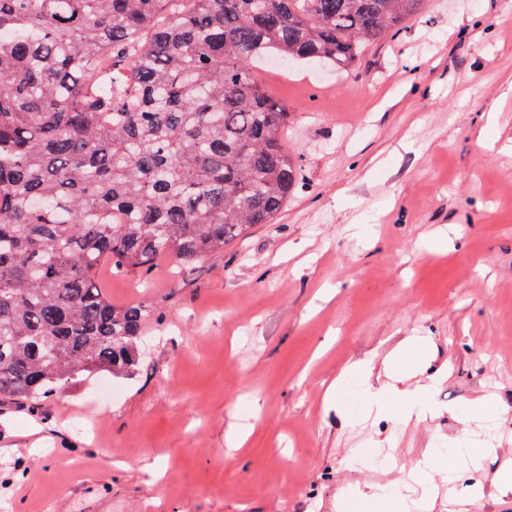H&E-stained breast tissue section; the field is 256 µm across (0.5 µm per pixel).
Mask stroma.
<instances>
[{
	"label": "stroma",
	"mask_w": 512,
	"mask_h": 512,
	"mask_svg": "<svg viewBox=\"0 0 512 512\" xmlns=\"http://www.w3.org/2000/svg\"><path fill=\"white\" fill-rule=\"evenodd\" d=\"M301 180L275 223L149 276L104 264L114 304L151 310L137 373L0 401V512H336L341 491L405 480L463 433L491 446L431 512H512V0H427L346 72L292 63ZM430 344L439 414L340 420L345 366ZM496 392L500 417L455 411ZM379 442L394 458L356 459Z\"/></svg>",
	"instance_id": "obj_1"
}]
</instances>
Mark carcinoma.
Listing matches in <instances>:
<instances>
[{
    "mask_svg": "<svg viewBox=\"0 0 512 512\" xmlns=\"http://www.w3.org/2000/svg\"><path fill=\"white\" fill-rule=\"evenodd\" d=\"M426 0H0V400L131 376L149 275L270 224L299 180L268 61L351 69Z\"/></svg>",
    "mask_w": 512,
    "mask_h": 512,
    "instance_id": "cac0c4a2",
    "label": "carcinoma"
}]
</instances>
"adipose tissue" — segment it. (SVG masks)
Segmentation results:
<instances>
[{"mask_svg":"<svg viewBox=\"0 0 512 512\" xmlns=\"http://www.w3.org/2000/svg\"><path fill=\"white\" fill-rule=\"evenodd\" d=\"M429 355L428 343L420 338L405 342L393 357L387 358L385 367L388 383L378 392L363 389L358 404L347 399L351 382L365 381L371 371L367 362L348 365L329 391V402L348 422L356 423L371 414L392 416L398 423L408 424L412 419H423L434 413L431 394L441 381L440 376L402 390L398 384L422 374ZM487 448L469 443L462 448H429L411 473V484L392 482L376 486L373 492L358 499L352 493H343L338 501L339 512H428L437 494L439 482L452 480L465 469L478 467L487 455Z\"/></svg>","mask_w":512,"mask_h":512,"instance_id":"adipose-tissue-1","label":"adipose tissue"}]
</instances>
